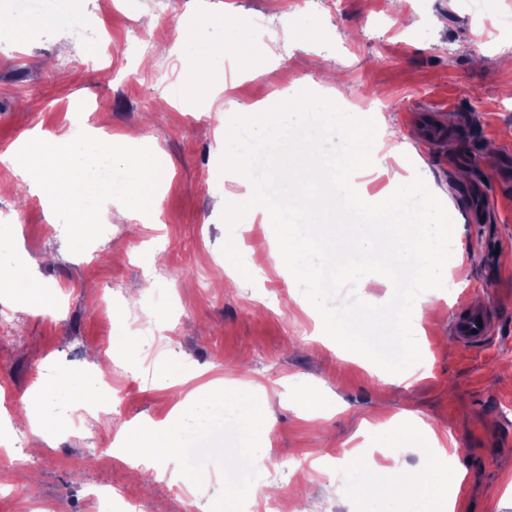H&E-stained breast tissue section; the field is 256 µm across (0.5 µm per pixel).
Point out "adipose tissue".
I'll return each mask as SVG.
<instances>
[{
  "mask_svg": "<svg viewBox=\"0 0 512 512\" xmlns=\"http://www.w3.org/2000/svg\"><path fill=\"white\" fill-rule=\"evenodd\" d=\"M377 237L387 243L383 251L387 266L415 269L421 283L435 291L442 288L441 278L447 273L449 262L458 254L456 235L444 224H356L337 234L332 246L324 253L323 261L330 267L345 269L349 254L372 256L373 240ZM181 383L178 376L163 381L164 388L172 390L176 399L173 407L175 423L161 425L149 432L124 431L122 453L132 457H161L178 463L187 448L206 443L210 434L223 429L225 423L251 432L256 430L260 416L273 413V403L264 387L252 382L236 383L233 396L207 403L204 411L195 413L189 408L193 397L183 393ZM398 427L404 447L445 453L442 434L412 413L403 412ZM447 482V471L434 462H427L418 473L397 459L392 465L375 471L365 482L351 485L350 491L360 503L361 512H377V503L389 499L424 501L428 504V512H454L455 499L442 492Z\"/></svg>",
  "mask_w": 512,
  "mask_h": 512,
  "instance_id": "obj_1",
  "label": "adipose tissue"
}]
</instances>
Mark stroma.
I'll use <instances>...</instances> for the list:
<instances>
[{
    "label": "stroma",
    "instance_id": "stroma-1",
    "mask_svg": "<svg viewBox=\"0 0 512 512\" xmlns=\"http://www.w3.org/2000/svg\"><path fill=\"white\" fill-rule=\"evenodd\" d=\"M31 11L55 14V29H20L13 0H0V156L31 135L75 138L84 127L121 143L142 130L163 156L166 172L152 199L159 221H122L102 209L103 234L70 253L62 222L49 202L20 188L0 195V266L34 270L51 298L33 310L15 291L0 288V314L10 335L0 338V444L12 446L25 426L19 417L31 396L66 370L91 379L122 361L127 377L102 394L110 412H81L80 398L59 391L37 410L50 442L26 464L0 460V512H112L95 486L134 487L146 512H242L275 487L292 492L299 512H357L343 490L366 468L340 470L353 448H382L375 410L385 417L411 412L451 437L461 452L449 475H462L456 512H512V180L501 164L512 151V0H171L156 15L154 0H80L86 34L70 27L60 0H31ZM157 18L163 40L142 41L131 21ZM236 42L223 64L233 96L201 88L193 36ZM343 86L337 105L356 118L381 121L372 166L352 186L377 203L398 179L422 176L449 212L461 243L448 286L422 324L425 372L398 385L381 368L336 352L304 295L272 248V225L245 214L235 242L252 281L232 290L224 280V220L220 202L237 203L243 188L220 167L224 122L246 106L266 107L300 90L328 97L327 73ZM441 112L447 140L426 145L417 109ZM487 191L483 219L469 215L475 185ZM155 269L167 279L151 278ZM139 306L143 328L129 332L138 359L106 346L111 323ZM487 309L491 336L458 342L457 316ZM179 373L188 389H224L251 381L280 398L262 422L278 453L272 466L224 473L228 453L209 455L206 480L176 493L137 458L123 469L99 463L95 448L121 426L165 422L173 408L163 378ZM315 397L311 418L303 395Z\"/></svg>",
    "mask_w": 512,
    "mask_h": 512
}]
</instances>
